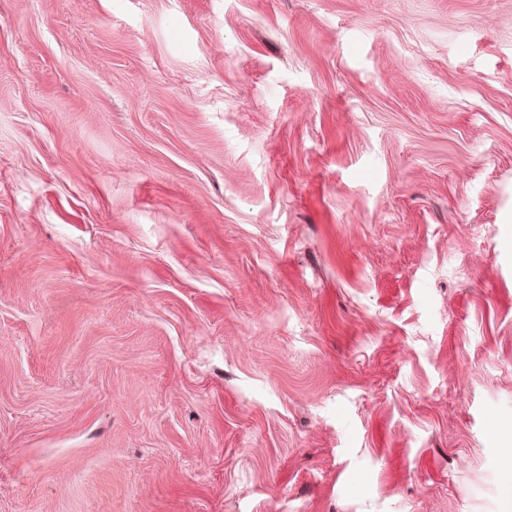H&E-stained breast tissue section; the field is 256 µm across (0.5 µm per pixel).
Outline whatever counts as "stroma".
I'll list each match as a JSON object with an SVG mask.
<instances>
[{"label":"stroma","instance_id":"stroma-1","mask_svg":"<svg viewBox=\"0 0 512 512\" xmlns=\"http://www.w3.org/2000/svg\"><path fill=\"white\" fill-rule=\"evenodd\" d=\"M512 0H0V512H512Z\"/></svg>","mask_w":512,"mask_h":512}]
</instances>
